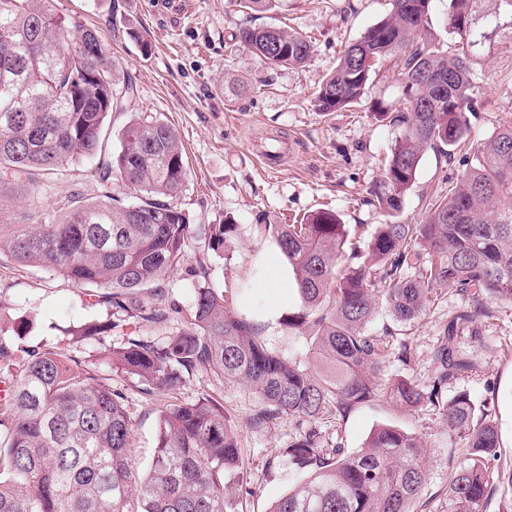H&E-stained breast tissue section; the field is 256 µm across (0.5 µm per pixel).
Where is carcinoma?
I'll return each instance as SVG.
<instances>
[{"label":"carcinoma","mask_w":512,"mask_h":512,"mask_svg":"<svg viewBox=\"0 0 512 512\" xmlns=\"http://www.w3.org/2000/svg\"><path fill=\"white\" fill-rule=\"evenodd\" d=\"M431 0H392L390 16L345 47L322 82L317 111L342 112L359 102L375 65L401 62L406 110L369 202L391 221L364 246L349 242L333 211L309 214L302 224H265L292 268L300 309L288 327L302 330L317 372L270 346L262 324L236 315L211 288L208 267L193 268L190 319L157 342L137 328L164 326L180 307L167 299L165 281L185 257L194 228L175 204L187 180L183 143L160 116L137 112L119 132L120 149L97 163L101 199L67 195L68 210L4 229L0 252L21 266L50 268L111 319L81 331L95 336L133 330L112 346V371L132 377L150 396L179 387L199 372L247 386L258 405L253 428L278 419L307 425L279 454L307 473L269 512H414L428 476L422 437L380 425L361 448L325 447L313 429L325 416L344 420L359 407L390 397L407 409L441 411L446 430L465 441L471 463L448 480L452 512H480L496 490L512 496V471L492 475L488 457L500 447L498 426L466 392L447 397L448 384L476 368L455 347L460 330L492 313L495 300H512V122L474 149L470 166L445 196L428 204L424 221L396 220L428 150L450 157L466 144L472 111L473 59L484 28L512 10V0H448L449 50L420 35ZM239 42L274 70L298 68L311 42L282 28L244 27ZM132 95L130 80L109 67L99 30L72 24L50 0H0V194L58 184L67 168L106 150L112 112ZM138 192L125 205L114 179ZM207 249L224 256L233 224L205 228ZM439 288L465 304L444 327L427 385L388 375L385 363L412 358L407 340L390 327L370 328L378 308L394 322L413 323ZM24 360L0 402V512H239L242 486L237 432L209 398L159 410L157 450L140 475L129 458L132 418L112 384L87 371L74 373L54 349L0 345V364Z\"/></svg>","instance_id":"obj_1"}]
</instances>
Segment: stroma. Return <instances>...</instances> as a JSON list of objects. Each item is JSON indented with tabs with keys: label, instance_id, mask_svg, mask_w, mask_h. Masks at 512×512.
<instances>
[{
	"label": "stroma",
	"instance_id": "35a3bbf8",
	"mask_svg": "<svg viewBox=\"0 0 512 512\" xmlns=\"http://www.w3.org/2000/svg\"><path fill=\"white\" fill-rule=\"evenodd\" d=\"M56 13L70 21L99 28L110 48L109 62L120 78L137 87L126 109L114 113L120 129L134 112L161 115L179 132L188 175L176 203L193 226L232 219L235 232L225 257L207 250L204 238L191 239L183 264L168 277L169 299L182 312L166 327H141L140 335L167 340L185 325L194 299L190 275L207 260L209 284L223 292L227 306L242 313V301L260 257L276 251L264 224H297L320 208L336 212L350 232L368 238L387 217L368 202V189L384 173L399 127L382 122L378 111L403 106L397 59L382 61L361 101L343 112L323 114L314 99L325 75L344 47L388 16L390 0H275L272 8L247 14L234 0H51ZM245 26H277L298 32L312 52L297 69L273 70L250 49L235 45ZM151 42L142 53L138 36ZM248 84L245 96L232 95L229 81ZM475 105L469 113L470 140L480 144L512 121V18L501 17L474 65ZM466 169L464 154L443 159L426 153L414 188L406 195L400 221L422 222L430 196L448 190ZM65 208L64 194L42 189L30 197L0 199V216L26 223L29 215L52 217ZM461 295L439 290L426 311L404 329L412 349L410 364L386 363L390 375L425 384L434 376L432 351ZM493 312L464 328L458 349L474 355L477 368L449 385V393L466 392L476 408L491 413L501 446L488 461L491 472L512 470V301H496ZM83 289L41 267H19L0 255V343H23L62 350L75 371L87 370L112 381L122 391L131 414L130 457L144 471L156 447V419L170 403L215 397L235 424L240 444L242 512H267L286 494L300 473L279 451L298 432L296 420L283 418L262 429L248 425L257 405L243 386L210 373H198L175 390L154 396L141 392L135 379L113 373L109 352L118 332L81 337L77 331L109 319ZM395 425L425 439L430 455L427 484L419 512H450L446 486L452 473L469 464L463 440L448 435L437 409L421 406L407 412L379 398L342 422L322 420L323 441L360 448L377 426Z\"/></svg>",
	"mask_w": 512,
	"mask_h": 512
}]
</instances>
